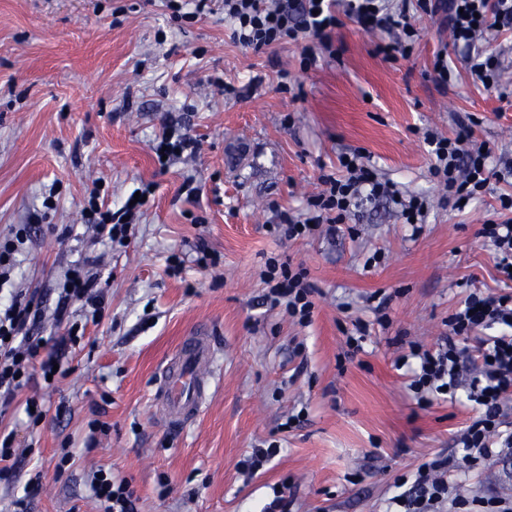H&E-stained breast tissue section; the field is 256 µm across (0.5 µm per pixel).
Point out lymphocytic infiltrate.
<instances>
[{
  "mask_svg": "<svg viewBox=\"0 0 512 512\" xmlns=\"http://www.w3.org/2000/svg\"><path fill=\"white\" fill-rule=\"evenodd\" d=\"M220 8L235 42L256 52L284 44L300 46L304 70L315 64L318 54L332 52V34L348 20L381 35L375 52L383 60L408 58L419 37L416 16L439 13L452 42L472 48V81L486 89L498 87L505 70L504 57L488 45L500 35L512 34V0H220ZM477 123L470 114L460 119L454 135L433 128L422 133L430 174L445 199L470 201L484 193L490 179L512 180V153L474 139ZM320 181L321 192L307 201L308 220L280 214L272 227L278 238L335 234L346 219L381 198L400 206L406 219L422 220L429 208L424 197L402 198L394 184L378 177L361 151L341 155L337 174L321 175ZM499 207L508 212V219H487L479 234L495 255L499 275L511 282L512 193L500 195ZM140 209V204L126 202L116 212H103L91 197L82 217L102 242L122 244L128 237V218ZM28 233V225L19 224L0 239V422L22 410L34 426L45 417L46 409L36 398H24V391L53 390L69 376L59 354L83 338L80 326L67 321L69 307L81 304L87 320L99 322L104 291L99 287V271L74 267L60 285L53 314H46L37 290L12 285ZM262 279L268 286L265 303L283 308L300 326L310 325L314 289L305 268L272 256L265 262ZM49 316L67 326L65 335L51 342L39 334ZM445 325L443 344L428 348L411 344L409 354L401 355L397 364L410 367L408 388L418 405L440 397L453 403L463 398L478 406V414L455 438L462 460L475 470L491 458L512 455V423L507 420L512 414V293L469 292ZM49 343L54 350L48 354L44 348ZM459 461L438 454L421 462L414 474L401 475L397 484L402 491L392 497V505L398 512H512V499L494 489L461 496L452 477ZM91 489L103 512H139V498L127 479L101 469L95 472Z\"/></svg>",
  "mask_w": 512,
  "mask_h": 512,
  "instance_id": "lymphocytic-infiltrate-1",
  "label": "lymphocytic infiltrate"
}]
</instances>
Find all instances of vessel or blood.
Returning a JSON list of instances; mask_svg holds the SVG:
<instances>
[{
    "label": "vessel or blood",
    "mask_w": 512,
    "mask_h": 512,
    "mask_svg": "<svg viewBox=\"0 0 512 512\" xmlns=\"http://www.w3.org/2000/svg\"><path fill=\"white\" fill-rule=\"evenodd\" d=\"M215 352L208 332L184 337L162 364L153 402L162 421L174 430L193 422L203 410L215 380Z\"/></svg>",
    "instance_id": "b4317fda"
}]
</instances>
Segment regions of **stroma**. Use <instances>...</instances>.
<instances>
[{"label":"stroma","instance_id":"stroma-1","mask_svg":"<svg viewBox=\"0 0 512 512\" xmlns=\"http://www.w3.org/2000/svg\"><path fill=\"white\" fill-rule=\"evenodd\" d=\"M415 24L408 59L384 61L376 36L349 22L336 33V55L303 73L299 47H242L219 13L176 19L162 0H0V236L42 215L17 279L50 310L76 264L110 274L102 320L67 352L69 376L41 395L45 418L34 427L24 413L10 419L28 456L14 480L0 481V512H13L34 476L42 490L27 512H100L89 491L100 468L132 480L140 512H259L285 481L292 512H387L397 476L434 453L458 455L454 437L471 408L440 399L419 407L396 359L409 343L434 345L470 289L512 291L479 236L512 187L494 180L480 201H444L420 131L453 134L471 113L478 139L512 151V69L506 96L477 87L468 49L451 45L440 17ZM442 49L458 74L445 90L431 73ZM282 69L300 92L279 90ZM256 74L263 81L245 98L209 82L238 87ZM174 124L201 149L163 170L150 145ZM358 148L403 196L431 199L420 231L380 199L333 239L268 233L276 211L300 213L322 168ZM147 184L129 245L98 242L81 217L93 186L117 208ZM200 248L213 265L196 264ZM377 251L383 258L371 263ZM173 253L186 259L176 277L167 272ZM273 254L307 269L310 326L263 305L261 270ZM376 293L389 298L384 328L368 309ZM357 318L370 321V335L351 356L344 330ZM199 328L213 334L215 387L200 416L171 431L152 394L162 363ZM301 407L306 420L283 429ZM94 418L110 432L91 444ZM266 440L280 453L256 476L242 474L238 462ZM64 448L73 456L61 473ZM460 480L467 496L491 486L512 497V460Z\"/></svg>","mask_w":512,"mask_h":512}]
</instances>
